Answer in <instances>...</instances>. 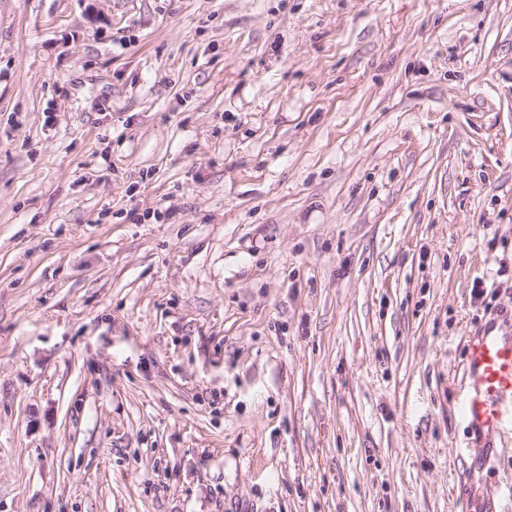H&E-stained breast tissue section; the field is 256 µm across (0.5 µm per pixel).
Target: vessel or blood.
<instances>
[{
  "instance_id": "vessel-or-blood-1",
  "label": "vessel or blood",
  "mask_w": 512,
  "mask_h": 512,
  "mask_svg": "<svg viewBox=\"0 0 512 512\" xmlns=\"http://www.w3.org/2000/svg\"><path fill=\"white\" fill-rule=\"evenodd\" d=\"M464 418L479 436L497 432L505 406H512V336L493 331L469 341Z\"/></svg>"
}]
</instances>
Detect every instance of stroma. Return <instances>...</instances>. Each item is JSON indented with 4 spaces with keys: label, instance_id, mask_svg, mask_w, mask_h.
I'll return each instance as SVG.
<instances>
[{
    "label": "stroma",
    "instance_id": "1",
    "mask_svg": "<svg viewBox=\"0 0 512 512\" xmlns=\"http://www.w3.org/2000/svg\"><path fill=\"white\" fill-rule=\"evenodd\" d=\"M512 0H0V512H512ZM464 418L479 436L497 432L512 409V336L486 331L469 341Z\"/></svg>",
    "mask_w": 512,
    "mask_h": 512
}]
</instances>
